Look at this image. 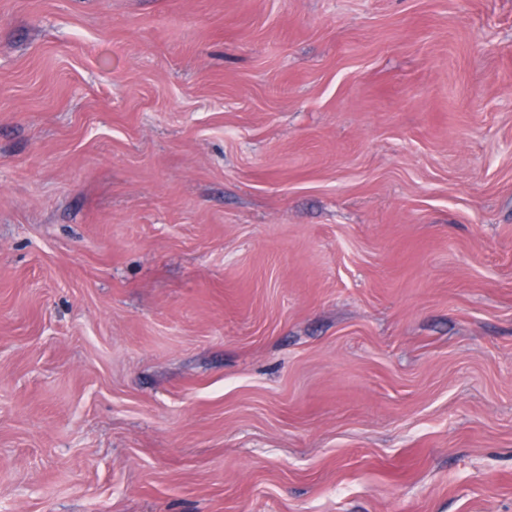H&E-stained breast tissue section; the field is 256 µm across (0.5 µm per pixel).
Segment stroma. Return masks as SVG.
I'll return each instance as SVG.
<instances>
[{
	"instance_id": "stroma-1",
	"label": "stroma",
	"mask_w": 512,
	"mask_h": 512,
	"mask_svg": "<svg viewBox=\"0 0 512 512\" xmlns=\"http://www.w3.org/2000/svg\"><path fill=\"white\" fill-rule=\"evenodd\" d=\"M0 512H512V0H0Z\"/></svg>"
}]
</instances>
